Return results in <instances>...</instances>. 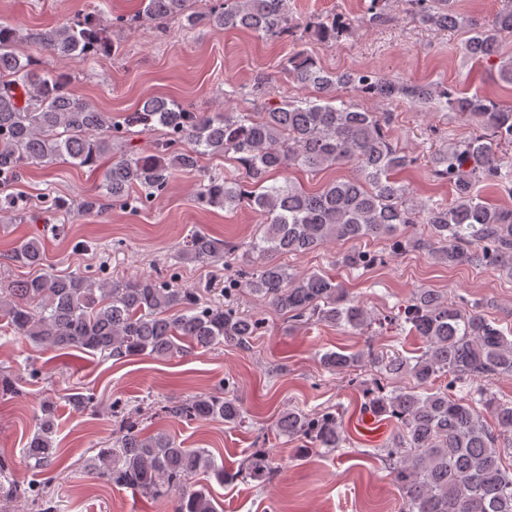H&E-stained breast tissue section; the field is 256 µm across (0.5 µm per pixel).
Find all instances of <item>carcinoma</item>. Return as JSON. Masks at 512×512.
I'll use <instances>...</instances> for the list:
<instances>
[{
    "label": "carcinoma",
    "instance_id": "carcinoma-1",
    "mask_svg": "<svg viewBox=\"0 0 512 512\" xmlns=\"http://www.w3.org/2000/svg\"><path fill=\"white\" fill-rule=\"evenodd\" d=\"M412 22L431 30L470 28L464 50L477 61L500 56L512 37V0H503L491 23L461 19L455 0H404ZM102 8L59 26L23 34L0 21V182L13 183L28 165L49 166L71 160L95 167L134 127L162 135L150 149H135L112 160L101 175V190L114 200L141 202L162 191L178 170H196L201 158L233 154L249 187L222 172L203 173L198 200L204 206L234 208L243 203L265 217L262 233L250 244L263 259L257 272L239 273L224 293L240 290L260 299L294 323L315 320L352 330L378 324L409 330L425 343L417 357L368 354L375 368L365 385V409L388 414L399 423L383 449L404 492L403 512H512V402L489 387L494 377L512 375V329L486 318L481 305L420 289L389 318L353 299L342 284L324 273L297 274L268 260L275 254H305L331 241L391 240L396 248H428L448 266L479 263L512 278V209L482 198L478 186L512 187V104L495 103L456 86L391 78L364 69L331 73L306 51L282 62L295 86L313 96L277 104L262 112H198L162 97L143 101L135 111L115 118L75 97L63 79L37 67L19 46L28 42L44 54L94 58L115 50L101 25ZM178 23L185 30L246 29L271 38L312 29L322 44L336 42L350 28L334 15L305 26L290 12L288 0H142L130 27ZM353 89L368 99L412 103L428 112L441 106L474 128L463 140L432 154L430 175L448 184L450 201L417 202L395 173L414 159L389 133L391 114L355 107L337 95ZM269 94L260 74L245 95ZM349 165L354 175L310 192L288 179L292 167L318 172ZM283 183H268L271 174ZM139 195L132 196L133 189ZM422 224L429 238L397 240L400 227ZM236 246L205 233H193L181 254L196 262L228 260ZM13 260L40 268L45 248L37 237L23 240ZM343 262L360 268L375 262L369 252L349 253ZM14 335L45 350L78 349L116 360L134 355L168 358L183 344L219 349L244 346L262 328V320L227 305L204 301L198 289L173 275L114 278L112 274L41 272L6 287L0 285V322ZM361 354L330 351L325 368L351 373ZM404 378L409 386H394ZM185 419H221L238 424L242 402L226 391L199 395L168 407ZM493 424H488L486 417ZM123 434L102 448L87 473L116 485L163 498L175 495L173 512H216L204 474L224 483L261 479L278 464L259 448L238 471H228L203 448H186L169 435L146 436L139 419L121 416ZM281 432L306 438L317 448L345 444L341 417L330 411L290 409L278 421ZM54 405L40 408L23 458L42 470L57 457Z\"/></svg>",
    "mask_w": 512,
    "mask_h": 512
}]
</instances>
